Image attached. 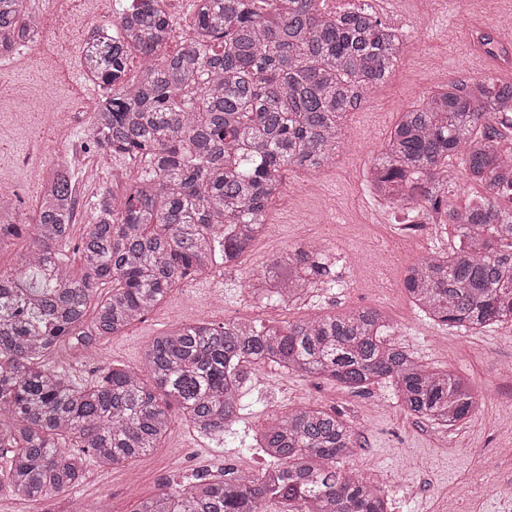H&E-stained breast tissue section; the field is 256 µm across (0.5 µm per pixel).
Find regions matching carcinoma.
Instances as JSON below:
<instances>
[{
    "label": "carcinoma",
    "instance_id": "cac0c4a2",
    "mask_svg": "<svg viewBox=\"0 0 512 512\" xmlns=\"http://www.w3.org/2000/svg\"><path fill=\"white\" fill-rule=\"evenodd\" d=\"M191 38L167 53L171 17L158 0H133L132 26L86 47L82 68L107 89L92 122L138 179L117 201L89 206L75 271L60 249L70 235L73 182L43 175L33 224L0 226V249L31 230L0 270V489L32 504L69 493L87 463L128 466L167 435L171 408L198 436L224 439L242 410L247 366L271 364L351 391L384 382L410 415L443 428L472 414L469 381L433 370L387 339L378 307L293 322L198 319L155 337L148 379L119 364L76 383L48 357L82 355L123 334L181 281L240 263L262 234L282 172L320 171L336 157L347 113L390 78L402 52L379 18L332 17L320 0H204ZM38 26L27 0H0V50ZM141 58L125 79L129 55ZM512 81H450L402 113L369 170L374 192L413 211L444 209L448 251L404 270L426 317L463 333L512 323V151L499 113ZM483 186L475 207L448 203V166ZM341 259L309 240L289 249L248 289L265 305H293L340 287ZM111 286L105 295L99 288ZM93 312L86 320L87 312ZM257 475L226 470L162 483L136 512H388L382 490L344 470L358 435L336 411L305 406L275 418L249 444Z\"/></svg>",
    "mask_w": 512,
    "mask_h": 512
}]
</instances>
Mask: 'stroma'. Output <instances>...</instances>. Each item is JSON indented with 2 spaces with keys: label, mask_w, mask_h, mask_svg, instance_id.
<instances>
[{
  "label": "stroma",
  "mask_w": 512,
  "mask_h": 512,
  "mask_svg": "<svg viewBox=\"0 0 512 512\" xmlns=\"http://www.w3.org/2000/svg\"><path fill=\"white\" fill-rule=\"evenodd\" d=\"M505 6V0H413L409 15L421 23L417 48L404 51L392 77L374 89L367 103L347 114L343 148L335 161L315 174V190L303 187L304 172H285L282 191L267 217L268 228L239 265L222 274L181 282L143 321L104 341L93 356L81 359L62 346L49 357L53 367L80 382L109 363L143 369L144 353L155 336L198 317L220 322L292 321L314 313L379 307L391 319L389 340L410 349L430 368L470 380L479 399L472 416L444 430L408 416L386 384L353 393L321 378L289 374L270 365L255 366L236 434L224 443L197 436L177 419L159 447L130 467L88 464L86 477L72 497L53 498L42 507L1 491L0 512H67L76 500L103 507L105 512H134L165 480L185 482L196 474L216 475L228 462L236 471L258 473L264 459L256 451L238 448V437L254 434L273 416L312 404L338 411L352 422L361 452L347 460L346 466L388 491L396 512H448L459 499L464 512H512V501L500 500L493 491L498 482H512V462H502L494 473L483 465L484 460L495 459L499 449L512 448V380L490 374L492 365L512 360V325L461 336L425 320L409 304L400 287L403 266L446 249L448 241L443 235L430 236L424 247L407 240L402 262L392 270L390 286L377 288L351 259L354 241L336 234L330 219L334 213L352 219L362 225L378 250L389 247L390 230L401 216L368 192L367 164L382 151L400 111L421 104L440 80L467 82L496 74V66L476 62L470 41ZM96 19L92 12L84 13L78 24L63 17L54 29L57 48L71 63L68 82L89 97L96 89L83 79L78 49L82 23ZM68 138L76 147L69 158L62 155L56 135L35 121L6 138V148L0 151V192L11 195L20 214L31 213L40 194L39 175L51 166L67 165L75 171L80 207H88L102 190L111 188V156L99 155L94 162L87 159L94 146L86 114L77 116ZM307 236L335 245L345 257L342 287L316 293L300 309L258 307L246 288L250 275Z\"/></svg>",
  "instance_id": "obj_1"
}]
</instances>
